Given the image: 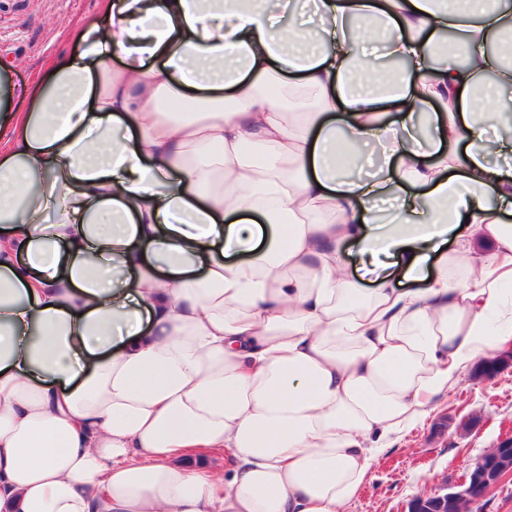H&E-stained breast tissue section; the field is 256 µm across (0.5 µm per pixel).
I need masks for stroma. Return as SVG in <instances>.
I'll use <instances>...</instances> for the list:
<instances>
[{
  "instance_id": "35a3bbf8",
  "label": "stroma",
  "mask_w": 512,
  "mask_h": 512,
  "mask_svg": "<svg viewBox=\"0 0 512 512\" xmlns=\"http://www.w3.org/2000/svg\"><path fill=\"white\" fill-rule=\"evenodd\" d=\"M99 0H0V73L32 84L53 60L76 49L74 26L96 18ZM469 430H459L461 422ZM512 435V365L491 379L465 369L430 413L377 457L345 512H407L411 499L455 484L468 465Z\"/></svg>"
}]
</instances>
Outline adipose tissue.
I'll list each match as a JSON object with an SVG mask.
<instances>
[{
  "instance_id": "obj_1",
  "label": "adipose tissue",
  "mask_w": 512,
  "mask_h": 512,
  "mask_svg": "<svg viewBox=\"0 0 512 512\" xmlns=\"http://www.w3.org/2000/svg\"><path fill=\"white\" fill-rule=\"evenodd\" d=\"M282 2L100 0L0 129V512H342L512 340V0Z\"/></svg>"
}]
</instances>
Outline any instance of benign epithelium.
<instances>
[{
	"label": "benign epithelium",
	"instance_id": "obj_1",
	"mask_svg": "<svg viewBox=\"0 0 512 512\" xmlns=\"http://www.w3.org/2000/svg\"><path fill=\"white\" fill-rule=\"evenodd\" d=\"M501 448L512 449L511 436L500 438L493 452L480 455L457 484L446 488L443 493L435 491L423 494L420 496L421 501L446 498L451 512H467L463 508L457 509V506L464 503L471 507L481 503L493 490L512 477V453L503 454L499 452Z\"/></svg>",
	"mask_w": 512,
	"mask_h": 512
}]
</instances>
